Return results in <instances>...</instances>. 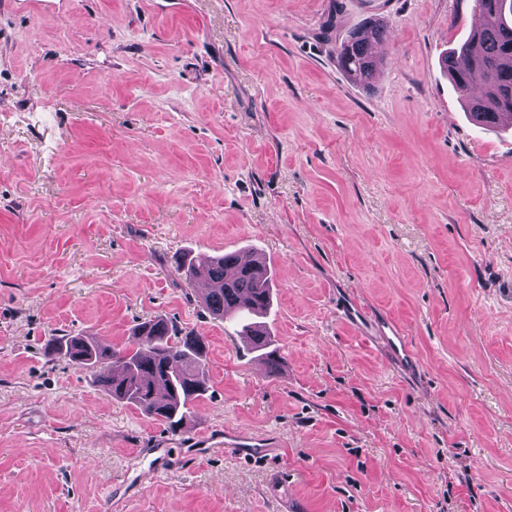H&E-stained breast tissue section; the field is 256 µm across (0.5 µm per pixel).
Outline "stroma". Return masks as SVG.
I'll return each mask as SVG.
<instances>
[{
    "instance_id": "stroma-1",
    "label": "stroma",
    "mask_w": 512,
    "mask_h": 512,
    "mask_svg": "<svg viewBox=\"0 0 512 512\" xmlns=\"http://www.w3.org/2000/svg\"><path fill=\"white\" fill-rule=\"evenodd\" d=\"M386 25L371 88L336 45ZM472 0H0V512H512V126ZM261 253L274 361L175 270ZM202 336L182 432L49 357ZM416 356L393 364L380 321ZM274 438L262 458L225 429ZM475 1L480 25L442 60L455 87L467 95L475 78L483 84L478 101L466 99L471 121L481 127L512 117V0Z\"/></svg>"
}]
</instances>
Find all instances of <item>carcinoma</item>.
<instances>
[{"label":"carcinoma","mask_w":512,"mask_h":512,"mask_svg":"<svg viewBox=\"0 0 512 512\" xmlns=\"http://www.w3.org/2000/svg\"><path fill=\"white\" fill-rule=\"evenodd\" d=\"M476 12L480 25L441 63L464 95L474 79L482 80L481 98L466 100L465 109L474 124L493 127L501 117H512V0H481ZM385 38L384 25L374 19L342 37L336 57L351 83L371 86L382 62L377 45ZM177 262L187 281L210 285L201 298L204 310L221 320L243 310L240 335L250 337L253 348L269 347L266 327L253 321L270 303L271 276L265 262L235 253L199 262L180 257ZM52 352L85 369L109 366L100 377L103 389L173 432L182 428L193 403L207 391L203 337L164 318L139 323L133 339L120 348L92 337L63 336L53 342Z\"/></svg>","instance_id":"carcinoma-1"}]
</instances>
